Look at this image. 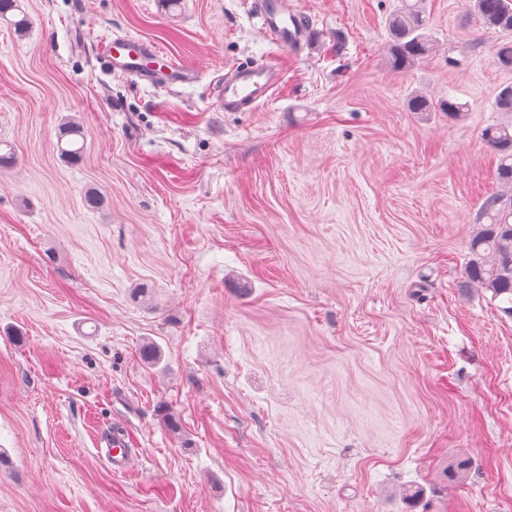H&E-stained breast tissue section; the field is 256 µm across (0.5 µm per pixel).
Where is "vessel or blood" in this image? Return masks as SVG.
Listing matches in <instances>:
<instances>
[{"mask_svg": "<svg viewBox=\"0 0 512 512\" xmlns=\"http://www.w3.org/2000/svg\"><path fill=\"white\" fill-rule=\"evenodd\" d=\"M256 16L265 36L295 54L308 49L309 28L290 0H258ZM102 55L112 72L150 84H184L200 78L196 69L181 64L159 45L147 40L110 39L104 42ZM282 76L280 67L270 62L237 65L231 74L222 76L216 83L218 105L225 112L253 110L271 98ZM129 446L126 436L116 433L100 440L98 452L113 467L123 469L131 457Z\"/></svg>", "mask_w": 512, "mask_h": 512, "instance_id": "b4317fda", "label": "vessel or blood"}]
</instances>
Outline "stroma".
<instances>
[{"label":"stroma","instance_id":"obj_1","mask_svg":"<svg viewBox=\"0 0 512 512\" xmlns=\"http://www.w3.org/2000/svg\"><path fill=\"white\" fill-rule=\"evenodd\" d=\"M294 4L299 57L255 0L0 19V512H512V317L466 275L497 187L481 131L512 122L501 37L467 0H421L438 47L395 70L400 0ZM115 33L201 79L113 73ZM245 62L281 85L218 111L210 81ZM417 91L463 118L411 111ZM115 430L123 470L95 447Z\"/></svg>","mask_w":512,"mask_h":512}]
</instances>
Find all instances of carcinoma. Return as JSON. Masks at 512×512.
I'll use <instances>...</instances> for the list:
<instances>
[{"label":"carcinoma","instance_id":"cac0c4a2","mask_svg":"<svg viewBox=\"0 0 512 512\" xmlns=\"http://www.w3.org/2000/svg\"><path fill=\"white\" fill-rule=\"evenodd\" d=\"M479 24L498 32L502 41L495 58L500 68L512 70V0H470ZM390 42L388 61L397 70L409 69L433 49L435 38L422 12L409 0L388 18ZM416 112H446L448 117H463V105L451 99L432 104L421 95L409 99ZM482 140L497 153L498 189L488 194L479 208L478 227L470 240L469 279L503 303L500 310L512 317V124H490L481 133ZM139 354L148 365L161 360L159 345L144 342Z\"/></svg>","mask_w":512,"mask_h":512}]
</instances>
